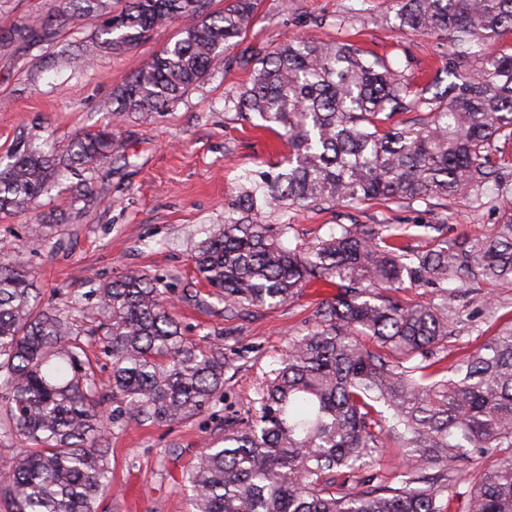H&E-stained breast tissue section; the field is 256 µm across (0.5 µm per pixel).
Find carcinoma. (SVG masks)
Masks as SVG:
<instances>
[{
    "instance_id": "cac0c4a2",
    "label": "carcinoma",
    "mask_w": 512,
    "mask_h": 512,
    "mask_svg": "<svg viewBox=\"0 0 512 512\" xmlns=\"http://www.w3.org/2000/svg\"><path fill=\"white\" fill-rule=\"evenodd\" d=\"M396 6L397 28L451 36L446 77L419 88L347 43L293 39L265 52L247 41L255 0L218 12L210 0H129L113 13L103 0H65L43 26L6 36L50 43L57 26L101 16L97 46L122 53L177 17L199 18L113 90L110 123L63 144L31 141L0 163V214L28 210L66 172L112 164L115 122L168 110L228 61L252 72L224 106L282 129L293 149L287 166L246 177L198 243L196 273L230 313L280 306L313 281L335 280L339 293L288 337L250 421L206 444L183 475L193 512H449L455 464L473 457L483 466L464 512H512V326L443 366L446 308L392 296L406 281L512 284V209L493 237L425 252L396 244L387 224H340L292 247L264 223L288 208L512 192V52H481L512 33V0ZM422 107L429 124L387 126ZM99 200L91 177L71 187L78 213ZM93 293L98 324L84 331L78 307L43 305L27 264L0 247V431L26 444L0 470L5 512H96L111 487L104 402L114 424L183 423L224 388L222 345L186 336L155 280L128 272ZM84 334L111 364L107 396ZM385 439L399 442L403 463L375 485L358 472Z\"/></svg>"
}]
</instances>
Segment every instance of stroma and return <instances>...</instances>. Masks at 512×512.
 <instances>
[{
	"label": "stroma",
	"instance_id": "35a3bbf8",
	"mask_svg": "<svg viewBox=\"0 0 512 512\" xmlns=\"http://www.w3.org/2000/svg\"><path fill=\"white\" fill-rule=\"evenodd\" d=\"M59 3L0 0V34L19 25L41 26ZM394 15L392 0H258L248 39L267 46L292 38L350 42L422 84L447 57L449 36L399 30ZM194 23L191 17L177 18L121 54L95 49V17L65 26L49 47L0 46V156L29 139L59 143L106 122L113 89ZM249 80V70L234 67L210 77L150 122L130 117L119 123L120 158L100 203L81 217L69 216L71 174L41 201L40 210L60 218L45 236L29 231L35 211L0 216V245L25 259L43 303L63 308L78 296L85 315H94L95 288L136 271L166 288L186 336H220L230 363L223 390L198 418L110 428L112 489L100 495L98 512H191L183 471L205 443L223 438L227 425L247 420L289 337L306 333L316 309L337 293L335 284L317 281L284 305L253 307L231 319L190 298L194 292L208 294L192 264L193 249L210 225L223 223L242 176L269 169L291 152L286 138L225 108V94ZM510 208L512 197L479 203L457 195L276 210L266 221L286 225L283 240L293 245L327 236L339 224H392L401 228L403 244L428 250L436 241L425 236L424 225L440 226L451 241L472 233L490 236ZM396 297L406 305L447 303L454 332L444 347L452 363L512 324V284L465 286L445 300L439 289L407 283Z\"/></svg>",
	"mask_w": 512,
	"mask_h": 512
}]
</instances>
